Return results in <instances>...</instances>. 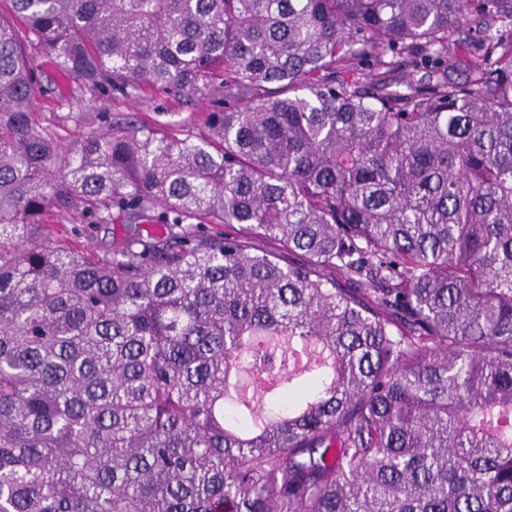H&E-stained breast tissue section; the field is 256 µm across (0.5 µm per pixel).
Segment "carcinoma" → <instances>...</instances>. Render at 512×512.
Masks as SVG:
<instances>
[{
  "instance_id": "1",
  "label": "carcinoma",
  "mask_w": 512,
  "mask_h": 512,
  "mask_svg": "<svg viewBox=\"0 0 512 512\" xmlns=\"http://www.w3.org/2000/svg\"><path fill=\"white\" fill-rule=\"evenodd\" d=\"M13 3L0 512H512V0ZM36 54L228 107L71 146ZM48 229L56 236L64 247L71 249L93 250L104 254L112 244L113 237L122 234L120 222L115 224H75L73 214L59 211L56 208L47 212Z\"/></svg>"
}]
</instances>
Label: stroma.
I'll use <instances>...</instances> for the list:
<instances>
[{
    "instance_id": "obj_1",
    "label": "stroma",
    "mask_w": 512,
    "mask_h": 512,
    "mask_svg": "<svg viewBox=\"0 0 512 512\" xmlns=\"http://www.w3.org/2000/svg\"><path fill=\"white\" fill-rule=\"evenodd\" d=\"M34 68L40 89L35 110L45 123L60 125L68 144L106 130L110 123L135 119L150 123L163 112L170 121L197 127L205 113L214 109L210 98L185 102L152 89L135 98L112 99L91 96L74 83L61 91L56 86L55 70L46 56H36ZM46 222L63 246L90 249L100 255L109 249L113 237L121 233L119 224H80L75 216L55 208L48 211Z\"/></svg>"
}]
</instances>
